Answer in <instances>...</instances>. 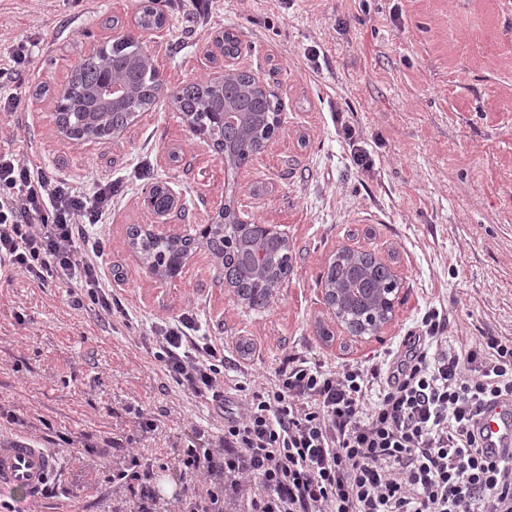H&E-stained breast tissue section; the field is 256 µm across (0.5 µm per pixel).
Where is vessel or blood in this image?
Returning a JSON list of instances; mask_svg holds the SVG:
<instances>
[{"mask_svg": "<svg viewBox=\"0 0 512 512\" xmlns=\"http://www.w3.org/2000/svg\"><path fill=\"white\" fill-rule=\"evenodd\" d=\"M475 430L483 455L512 456V400L488 402ZM55 469L56 461L47 450L22 438L0 439V492L23 487L37 494Z\"/></svg>", "mask_w": 512, "mask_h": 512, "instance_id": "obj_1", "label": "vessel or blood"}]
</instances>
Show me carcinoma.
Listing matches in <instances>:
<instances>
[{
  "label": "carcinoma",
  "mask_w": 512,
  "mask_h": 512,
  "mask_svg": "<svg viewBox=\"0 0 512 512\" xmlns=\"http://www.w3.org/2000/svg\"><path fill=\"white\" fill-rule=\"evenodd\" d=\"M165 20V15L151 4H144L139 11L138 26L149 31ZM145 53L136 38L112 44L104 51V59L85 58L75 67L72 92L60 112L63 127L75 139L95 137L106 139L112 132L125 129L132 121V114L149 110L159 97V87L154 70L144 64ZM108 67L117 77H130L134 81V96L122 104H105L99 96L101 73ZM177 108L185 114L195 128H216L215 145L222 153L235 157L241 163L247 157L250 142L256 137H271L277 128L275 114L280 111L276 96L259 87L255 78L240 74L222 90L191 84L176 95ZM232 107L239 113L237 122L215 127L217 115ZM130 240L140 252L148 255L154 265L168 274L178 268L174 259L181 250L190 248L193 238L186 236L178 241L154 239L131 228ZM207 246L221 259L224 279L242 300L251 307L261 309L268 303L267 288L279 285L288 275L289 256L287 241L269 237L262 244H255L254 237L238 224H221L214 228ZM326 288H351L345 303L340 307L343 319L354 333L361 334L373 323L366 319L370 307L383 301L390 306L389 288L393 287L390 268L379 263L369 254H363L355 263L343 257L336 258L324 277Z\"/></svg>",
  "instance_id": "cac0c4a2"
}]
</instances>
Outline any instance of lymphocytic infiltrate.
Returning <instances> with one entry per match:
<instances>
[{
    "label": "lymphocytic infiltrate",
    "instance_id": "obj_1",
    "mask_svg": "<svg viewBox=\"0 0 512 512\" xmlns=\"http://www.w3.org/2000/svg\"><path fill=\"white\" fill-rule=\"evenodd\" d=\"M121 189L70 180L0 151V268L37 287L63 288L74 309L124 312L103 261V225ZM426 312L385 365L326 366L292 354L271 378L230 369L224 342L197 316L152 324L147 353L177 388L209 402L237 399L218 447L195 439L179 451L197 512L226 499L230 512H512V461L483 456L471 424L485 402L512 395V338L472 345L445 335ZM143 470L113 475L137 512H155Z\"/></svg>",
    "mask_w": 512,
    "mask_h": 512
}]
</instances>
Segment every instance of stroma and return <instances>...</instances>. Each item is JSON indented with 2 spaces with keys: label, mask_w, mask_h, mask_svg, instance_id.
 <instances>
[{
  "label": "stroma",
  "mask_w": 512,
  "mask_h": 512,
  "mask_svg": "<svg viewBox=\"0 0 512 512\" xmlns=\"http://www.w3.org/2000/svg\"><path fill=\"white\" fill-rule=\"evenodd\" d=\"M141 0H0V56L39 44L0 112V150H14L80 186L109 175L123 193L104 226L112 287L132 323L75 310L64 289L22 274L0 280V437H26L58 460L52 490L14 492L24 512H130L114 504L120 452L100 449L136 431L134 408L155 428L136 454L168 462L153 485L161 503L183 483L177 450L194 428L222 435L212 405L180 391L141 346L152 323L196 313L223 338L230 365L269 374L300 353L332 365L365 362L396 347L429 309L447 333L512 336V0H160L166 25L142 47L166 77L157 103L116 137L73 144L57 132L54 90ZM234 32L235 66L282 104L265 154L235 168L196 136L173 97L224 64L216 36ZM320 53L307 61L310 50ZM353 138H346L345 129ZM366 152L369 167L354 156ZM179 196L165 227L195 236L190 261L161 279L141 264L128 232L153 218L143 198L158 184ZM231 202L247 220L275 224L290 269L259 310L238 298L198 234ZM369 253L399 281L394 317L377 338L346 333L331 317L321 275L342 249ZM72 445L56 444V435ZM91 436L97 445L84 448Z\"/></svg>",
  "instance_id": "stroma-1"
}]
</instances>
